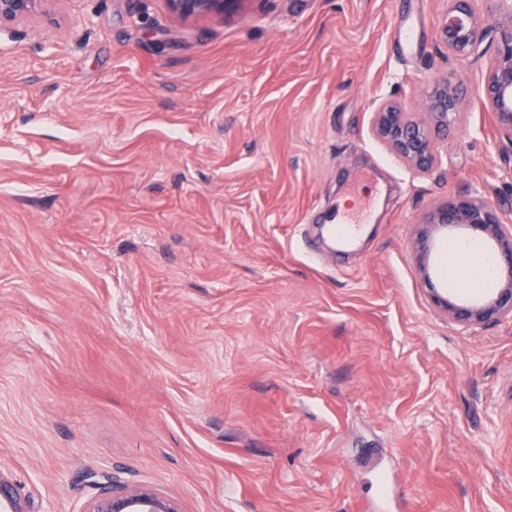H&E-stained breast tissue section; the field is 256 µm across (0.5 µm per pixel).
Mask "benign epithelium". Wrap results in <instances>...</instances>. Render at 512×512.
Returning <instances> with one entry per match:
<instances>
[{
	"label": "benign epithelium",
	"instance_id": "benign-epithelium-1",
	"mask_svg": "<svg viewBox=\"0 0 512 512\" xmlns=\"http://www.w3.org/2000/svg\"><path fill=\"white\" fill-rule=\"evenodd\" d=\"M40 0H0V23L33 13ZM169 9L192 17L224 13L232 0H166ZM494 10L506 16L498 26L497 45L490 58L483 89L482 106L494 116L500 137L512 143V0H491ZM484 18L474 0H448V9L438 28L439 41L448 52L465 57L485 36ZM455 89L443 83L425 93V111L408 112L402 105L385 102L374 112L372 129L388 150L420 172L431 170L437 147L431 127L446 128L458 115ZM417 241L420 271L430 280L426 260L438 234L463 230L489 243L497 259L500 279L491 296L457 303L433 291L434 305L448 319L463 325H481L512 320V225L505 224L491 204L480 196L451 199L431 211L423 221ZM0 500L10 512H22L10 484L0 477ZM89 512H180L178 504L148 488H138L98 501Z\"/></svg>",
	"mask_w": 512,
	"mask_h": 512
}]
</instances>
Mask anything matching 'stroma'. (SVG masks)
<instances>
[{"label": "stroma", "instance_id": "obj_1", "mask_svg": "<svg viewBox=\"0 0 512 512\" xmlns=\"http://www.w3.org/2000/svg\"><path fill=\"white\" fill-rule=\"evenodd\" d=\"M448 0H41L0 25V475L24 512L146 487L181 512H512V320L418 270L424 217L512 223V145ZM413 23L418 41L401 49ZM446 82L421 173L374 136ZM358 221L347 253L320 225ZM166 2L173 13L181 17H192L223 14L225 5L234 0H166Z\"/></svg>", "mask_w": 512, "mask_h": 512}]
</instances>
